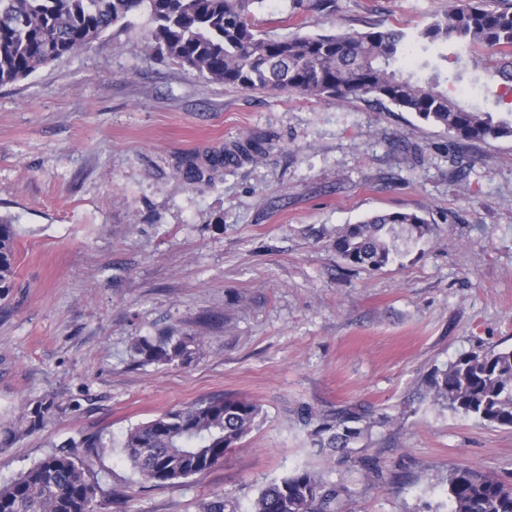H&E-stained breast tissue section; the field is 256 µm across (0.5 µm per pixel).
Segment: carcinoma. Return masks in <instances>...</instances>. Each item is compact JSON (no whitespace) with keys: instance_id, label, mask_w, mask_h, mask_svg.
I'll return each mask as SVG.
<instances>
[{"instance_id":"cac0c4a2","label":"carcinoma","mask_w":512,"mask_h":512,"mask_svg":"<svg viewBox=\"0 0 512 512\" xmlns=\"http://www.w3.org/2000/svg\"><path fill=\"white\" fill-rule=\"evenodd\" d=\"M263 0H0V86L16 83L43 66L76 54L112 26L147 8L153 27L151 49L178 60L199 77L245 90L289 93L316 99L361 97L397 108L442 127L459 141L512 139V0H450L448 11L424 26L370 22L360 30L297 33L272 38L252 23ZM455 52L448 55L446 50ZM498 54L496 64L487 52ZM452 60L443 73L434 58ZM501 90V112L466 106L448 83L476 84L482 76ZM271 143L249 138L190 165V182L214 180L224 164L253 160ZM433 227L415 212L373 214L336 228L332 247L353 267L379 270L427 239ZM17 233L0 218V297L14 277ZM194 336L168 331L139 336L133 352L144 364H178L199 350ZM432 397L449 409L498 426L512 427V348L471 351L432 376ZM55 401L44 399L0 431V450L42 426ZM262 412L252 401L203 399L130 428L121 448L144 480L179 486L224 460L251 431ZM361 414L344 409L310 432L313 448H347L360 436ZM83 458L53 453L0 485V512H94L96 485ZM450 512H512V485L469 464L448 468ZM344 487L298 470L263 486L248 512H336ZM201 512H238L217 496Z\"/></svg>"}]
</instances>
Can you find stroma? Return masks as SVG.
Instances as JSON below:
<instances>
[{"label":"stroma","instance_id":"stroma-1","mask_svg":"<svg viewBox=\"0 0 512 512\" xmlns=\"http://www.w3.org/2000/svg\"><path fill=\"white\" fill-rule=\"evenodd\" d=\"M448 0H336L329 15L264 0L272 36L419 27ZM138 11L80 53L0 86V216L18 231L0 300V421L39 400L53 417L0 452V484L77 446L94 512H247L296 470L345 485L336 512H449L448 468L512 482V428L432 403L460 354L512 347V139L459 148L384 103L310 99L210 82L153 56ZM252 137L263 157L188 182ZM415 212L434 227L401 263L341 260L338 226ZM201 338L187 363L140 364L136 337ZM260 405L223 461L179 487L141 480L131 427L201 399ZM364 415L349 448L317 453L305 413ZM106 447L87 455L79 443Z\"/></svg>","mask_w":512,"mask_h":512}]
</instances>
